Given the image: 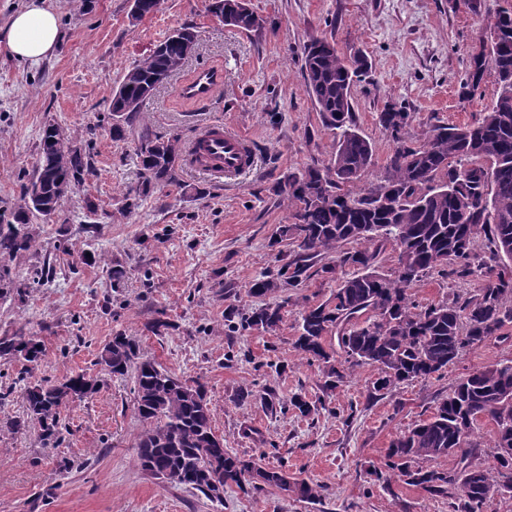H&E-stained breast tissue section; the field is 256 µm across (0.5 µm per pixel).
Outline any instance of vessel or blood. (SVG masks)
I'll return each mask as SVG.
<instances>
[{"instance_id": "vessel-or-blood-1", "label": "vessel or blood", "mask_w": 512, "mask_h": 512, "mask_svg": "<svg viewBox=\"0 0 512 512\" xmlns=\"http://www.w3.org/2000/svg\"><path fill=\"white\" fill-rule=\"evenodd\" d=\"M224 82V73L214 68H202L180 85V98L205 105L213 101ZM186 164L207 176L233 179L250 173L257 165V156L247 135L228 127L205 128L187 147Z\"/></svg>"}]
</instances>
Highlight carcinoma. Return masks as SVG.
<instances>
[{"label": "carcinoma", "mask_w": 512, "mask_h": 512, "mask_svg": "<svg viewBox=\"0 0 512 512\" xmlns=\"http://www.w3.org/2000/svg\"><path fill=\"white\" fill-rule=\"evenodd\" d=\"M208 12L223 17L224 25L252 31L264 20L238 0H209ZM498 39L471 54L466 88L472 95L484 75L494 72L499 93L482 120L475 124L434 125L422 138L405 136L409 113L388 104L379 113L380 124L395 143L383 180L359 192L354 188L373 163L370 142L350 127L352 88L367 74L364 56L350 59L336 50L333 39L311 40L303 49V74L308 95L323 123L342 133L327 165L308 166L285 174L272 188L286 206L291 223L279 228V237L296 243L297 250L275 272L253 280L248 293L255 298L290 287L309 277L316 259L346 244L362 248L342 252V265L362 273L342 280L324 303L300 312L295 348L301 358L324 367L323 391L336 389L345 372L336 354L353 368L380 366L382 376L372 383L378 396L392 386L428 378L447 368L459 352L472 344L497 339L512 322V266L501 262L512 245V10L494 17ZM153 51L134 62L123 74L112 97V137L136 136L135 161L141 175L137 186L125 194V208L174 183L183 166V146L177 135L154 133L140 123V112L156 88L181 71L195 49H187L175 31ZM78 139L49 124L43 131L33 179L23 186L21 204L0 212V256L13 257L36 246L30 215L41 213V204L57 211L62 196L57 184L83 183L91 169L89 156L72 153L66 144ZM489 233V260L477 264L472 253L475 236ZM398 252L394 277L374 271L382 249ZM449 264L462 276L486 270L485 286L465 299L458 297L418 308L408 289L428 272ZM30 283L13 278L0 267V300L23 298ZM230 324L245 329L274 332L283 322L282 305L265 303L248 314L229 310ZM337 334L339 350L328 348L324 337ZM40 340L33 336H3L0 357L24 363L32 374L42 359ZM99 363L112 375L134 379V410L142 423L136 439L141 467L176 485L189 486L211 500L222 501L224 488L242 491L255 478L284 492L316 502L321 486L292 479L278 469H262L253 460L228 452L217 442L212 410L204 384L188 383L150 359L139 357L131 336L117 335L106 344ZM98 380L84 373L59 381H28L21 388L27 419L10 420L0 432L33 428L44 444L58 439L63 406L88 398L98 390ZM471 421L486 417L495 425L493 457L497 466L472 465L481 443L473 428L457 434L458 417ZM512 442V360L473 372L461 379L432 416L394 439L388 450L391 475L435 496H446L465 475L453 512H481L489 491L512 493V453L503 455V442ZM459 457L456 473L437 464L443 457Z\"/></svg>", "instance_id": "1"}]
</instances>
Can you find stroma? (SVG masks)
<instances>
[{"mask_svg":"<svg viewBox=\"0 0 512 512\" xmlns=\"http://www.w3.org/2000/svg\"><path fill=\"white\" fill-rule=\"evenodd\" d=\"M47 3L64 32L57 56L37 66L0 59V207L19 203L47 124L81 140L91 171L54 217L31 216L38 252L7 259L19 279L32 278L45 262L57 274L29 288L24 301L0 302V336L21 330L39 338L44 356L34 378L84 373L100 388L62 410L57 443L43 446L31 430L0 434V512H451L448 498L400 481L387 487L376 474L387 469L390 442L432 416L461 379L512 359V324L506 341L470 345L439 374L373 399L378 366L351 369L327 396L320 366L294 348L303 307L328 300L339 278L355 272L337 253L321 259L334 274L268 295L283 306L279 330H234L224 312L257 307L250 282L293 248L276 240L288 211L277 204L274 184L286 172L326 164L336 147L306 91L304 45L331 34L340 54L360 51L369 60L353 88V123L374 150L362 180L368 188L380 182L394 146L378 118L386 104L410 113L405 132L414 139L434 124L477 122L489 109L498 94L495 75L486 74L468 97L464 73L470 54L490 40L494 11L512 0H249L266 22L257 31L224 26L206 12L205 0H164L160 11L135 23L131 0ZM183 25L195 27L198 48L147 102L142 122L185 142L203 125L230 124L252 139L258 167L234 183L182 169L176 184L127 211L123 195L138 180L136 139L113 138L112 95L135 60ZM205 65L223 68L221 94L207 106L180 100L178 83ZM90 201L95 210L87 209ZM70 243L84 256L68 253ZM110 260L127 269L121 288L111 286ZM482 285L480 273L461 277L448 266L423 276L408 294L425 307L476 294ZM159 318L168 326L153 330ZM121 333L136 339L140 357L205 384L225 448L322 485L320 501L270 486H232L218 503L143 471L134 383L98 363L103 346ZM245 390L250 399H240ZM269 392L281 402L277 411L261 401ZM296 394L316 413L293 409Z\"/></svg>","mask_w":512,"mask_h":512,"instance_id":"1","label":"stroma"}]
</instances>
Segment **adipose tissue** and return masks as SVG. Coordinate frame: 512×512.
I'll list each match as a JSON object with an SVG mask.
<instances>
[{
    "instance_id": "1",
    "label": "adipose tissue",
    "mask_w": 512,
    "mask_h": 512,
    "mask_svg": "<svg viewBox=\"0 0 512 512\" xmlns=\"http://www.w3.org/2000/svg\"><path fill=\"white\" fill-rule=\"evenodd\" d=\"M61 37L58 14L45 0H28L0 29V50L14 61L37 65L54 57Z\"/></svg>"
}]
</instances>
